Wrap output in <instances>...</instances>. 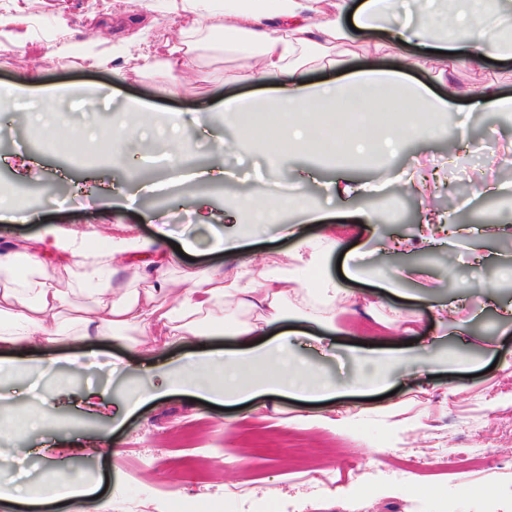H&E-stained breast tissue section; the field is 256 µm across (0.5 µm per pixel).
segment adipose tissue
<instances>
[{"label":"adipose tissue","instance_id":"obj_1","mask_svg":"<svg viewBox=\"0 0 512 512\" xmlns=\"http://www.w3.org/2000/svg\"><path fill=\"white\" fill-rule=\"evenodd\" d=\"M454 2L453 10L432 4L403 21L396 0H225L223 16L213 19L211 28L239 55V80L275 81L277 94L261 102L225 100L224 112L229 116L268 110L331 112L337 102H346L361 111L363 118L354 133L342 139L339 150L361 160L372 152L393 153L408 140L429 137L434 118L451 111L457 89L449 87L447 95L441 96L424 84L409 81V71L421 67L423 58L407 52L406 44L449 52V61L455 65L481 56L512 59V0ZM355 28L368 35L397 32L400 66L381 69L368 63L335 86L306 81L308 67L344 64L336 47L352 41ZM200 33V26L193 23L183 28L179 42L141 50L140 71L161 69L170 79V94H181L180 74L196 58ZM406 101L414 103L415 118L395 126L374 121L372 111L379 104L398 106ZM165 235L161 229L155 238L145 239L120 224L100 247L86 234L53 227L36 245L0 247V348L33 341L54 346L69 338L109 336L136 328L166 347L194 344V363L199 366L208 364L210 341L221 333L238 337L240 343L225 358L221 372L205 382L193 371L176 370L167 376V390L188 386L196 396L233 406L261 396L313 401L373 388L369 360L359 354L354 357L357 377L353 381L302 386L304 368L282 355L288 336L282 324L288 314L281 300L291 291L293 279L287 274L273 276L263 287H253L242 239L219 238L216 248L224 255L223 267L184 269L182 297L177 305H170L168 283L157 274L167 259L161 248ZM325 256V249L308 240L299 242L293 253L294 260L316 274L319 297L349 304L346 290L325 275ZM49 258L69 273L68 288L58 287L45 264ZM119 261L140 270L144 290L114 286L112 276ZM85 291L93 296L87 316L74 318L71 332H64L60 317L68 294ZM230 299L257 310L255 321L211 326L214 311Z\"/></svg>","mask_w":512,"mask_h":512}]
</instances>
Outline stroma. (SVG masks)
Listing matches in <instances>:
<instances>
[{"label": "stroma", "instance_id": "obj_1", "mask_svg": "<svg viewBox=\"0 0 512 512\" xmlns=\"http://www.w3.org/2000/svg\"><path fill=\"white\" fill-rule=\"evenodd\" d=\"M28 4L27 50L0 52V85L24 73L59 96L39 101L56 111L48 128L25 126L0 136V185L22 191L26 222L0 220V244H35L45 229L90 231L104 245L115 225L132 226L145 238L169 225L173 242L192 241L191 258L171 252L162 271L179 299L183 267L217 268L224 258L211 250L216 235L250 233L247 265L270 272L283 262L297 238L322 233L308 221L312 208L336 228L338 249L327 270L361 266L402 274L403 297L372 282L343 281L355 302L392 327L408 310L418 318L416 342L407 337L367 346L368 321L360 314L323 309L322 321L338 332L321 342L310 334L299 293L284 301L292 359L316 366L333 381L354 371L352 353L404 355L408 368L381 388L333 400L301 404L291 398H257L229 411L179 391L123 410L137 389L160 384L161 366L187 363L186 347L154 348L135 331L114 339L90 338L47 348L37 344L11 352L30 363L25 372L0 379V491L58 475L93 483L94 493L62 505L18 504L0 512H162L163 501L191 500L213 512H239L237 490L248 492L251 512H341L346 499L362 497L368 512H512V323L500 315L512 304V161L498 150L512 143V117L472 111L463 93L497 84L512 95V62L458 66L460 98L443 122L461 128L462 138L439 135L412 140L397 154H377L367 165L337 155L330 160L298 150L272 152L249 138L248 115L225 117V98L274 95V82L238 81L236 55L205 45L182 80L188 94L171 95L164 72L138 70L135 54L89 70L81 61L60 63V43L73 47L125 45L130 29L147 42L178 41L181 20L170 0H0V15ZM155 113L141 132L176 128L190 157L184 169L168 156V141L155 155L138 153L141 133L123 129L129 101ZM238 148L224 158V179L201 177L219 138ZM137 157L148 177L131 179L120 156ZM308 171L294 184V171ZM369 183L366 192L336 197L330 182ZM305 203L304 208L270 201L267 184ZM210 199L212 216L199 223L195 196ZM271 208V223L249 224L252 208ZM401 213L391 224H367L364 212ZM441 217L456 232L448 238L427 228L425 215ZM437 372H430L432 360ZM33 409L44 428L19 430L12 421ZM345 418L346 429L334 421ZM480 449L482 467L454 488L445 464ZM318 457L324 478L299 471L296 457Z\"/></svg>", "mask_w": 512, "mask_h": 512}]
</instances>
